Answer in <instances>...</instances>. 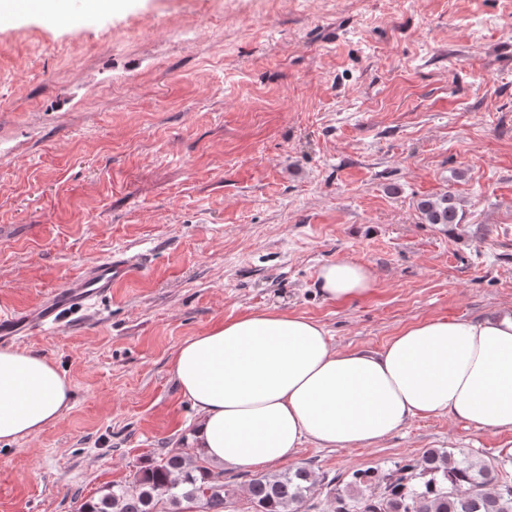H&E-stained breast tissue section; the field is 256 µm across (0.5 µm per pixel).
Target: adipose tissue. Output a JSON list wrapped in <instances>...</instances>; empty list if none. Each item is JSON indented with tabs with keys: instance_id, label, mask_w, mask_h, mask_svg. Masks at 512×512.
I'll list each match as a JSON object with an SVG mask.
<instances>
[{
	"instance_id": "1",
	"label": "adipose tissue",
	"mask_w": 512,
	"mask_h": 512,
	"mask_svg": "<svg viewBox=\"0 0 512 512\" xmlns=\"http://www.w3.org/2000/svg\"><path fill=\"white\" fill-rule=\"evenodd\" d=\"M373 282L368 266L345 258L318 273L332 301L367 294ZM172 371L198 414L187 444L228 470L278 465L307 443L375 445L417 416L510 432L512 310L419 321L372 352L336 350L318 322L266 308L181 344ZM71 397L44 356L0 349V443L56 424Z\"/></svg>"
}]
</instances>
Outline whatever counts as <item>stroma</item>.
Segmentation results:
<instances>
[{
	"label": "stroma",
	"mask_w": 512,
	"mask_h": 512,
	"mask_svg": "<svg viewBox=\"0 0 512 512\" xmlns=\"http://www.w3.org/2000/svg\"><path fill=\"white\" fill-rule=\"evenodd\" d=\"M49 25L0 17V312L88 266L146 260L91 309L21 342L69 410L0 443V512H77L185 448L174 351L278 307L344 351L431 318L512 309V0H116ZM451 192L461 224L420 223ZM371 291L325 299L320 268ZM432 448L512 481V432L411 419L361 448L297 449L311 504L358 468ZM373 282V273L368 266L345 258L323 265L318 273V287L324 297L332 301L365 295Z\"/></svg>",
	"instance_id": "1"
}]
</instances>
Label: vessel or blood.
<instances>
[{"instance_id": "obj_1", "label": "vessel or blood", "mask_w": 512, "mask_h": 512, "mask_svg": "<svg viewBox=\"0 0 512 512\" xmlns=\"http://www.w3.org/2000/svg\"><path fill=\"white\" fill-rule=\"evenodd\" d=\"M134 272L133 264L118 260L92 265L63 288L53 291L40 306L0 314V342L21 340L35 330L61 322L72 307L88 305L111 293L113 284L127 280Z\"/></svg>"}]
</instances>
